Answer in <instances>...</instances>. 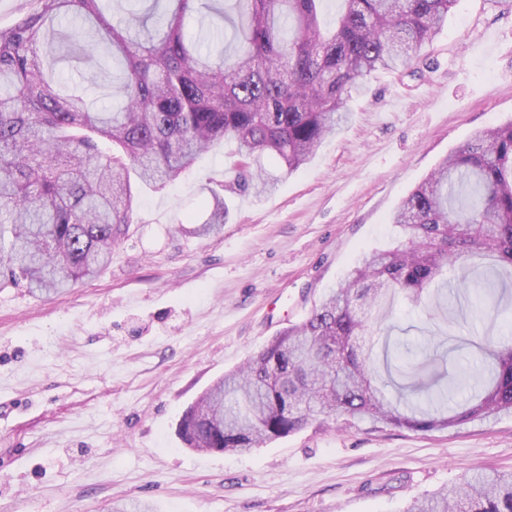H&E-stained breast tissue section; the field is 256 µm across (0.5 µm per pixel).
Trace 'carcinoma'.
<instances>
[{"instance_id": "cac0c4a2", "label": "carcinoma", "mask_w": 512, "mask_h": 512, "mask_svg": "<svg viewBox=\"0 0 512 512\" xmlns=\"http://www.w3.org/2000/svg\"><path fill=\"white\" fill-rule=\"evenodd\" d=\"M24 0L0 28V288L51 292L94 276L132 224L131 174L161 189L202 154L235 144L237 185L255 193L291 173L351 120L348 101L379 69L408 67L457 0H342L327 28L324 0ZM206 10L208 37L233 29V54L185 34ZM112 51V107L55 88L67 62L97 76ZM195 234L229 213L224 195ZM403 239L365 255L299 322L214 383L182 415L188 448L250 452L334 420L429 432L512 411V341L464 340L478 373L451 376L427 356L381 380L374 339L388 305L445 308L455 277L481 310L512 297L495 268L512 273V121L444 158L390 217ZM464 402L450 401L460 389ZM405 512H512V472L474 471L414 500Z\"/></svg>"}]
</instances>
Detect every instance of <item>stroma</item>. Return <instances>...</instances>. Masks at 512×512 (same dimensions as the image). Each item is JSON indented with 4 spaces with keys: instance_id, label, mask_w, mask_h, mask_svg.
Segmentation results:
<instances>
[{
    "instance_id": "obj_1",
    "label": "stroma",
    "mask_w": 512,
    "mask_h": 512,
    "mask_svg": "<svg viewBox=\"0 0 512 512\" xmlns=\"http://www.w3.org/2000/svg\"><path fill=\"white\" fill-rule=\"evenodd\" d=\"M417 73L378 70L350 125L275 190H237L219 230L227 148L141 190L110 265L62 292L0 289V512H404L467 470L512 471V413L440 431L312 424L248 454L198 452L183 412L311 307L367 253L450 152L512 120V0H457ZM390 345L512 337V312L453 316L395 299ZM210 192L212 203L205 220L200 223H196L192 218L187 219V223L199 224L194 230L195 234L199 236H207L214 230L218 229L222 224H224V221L229 213V206L224 199V195L216 192L213 189H211Z\"/></svg>"
}]
</instances>
